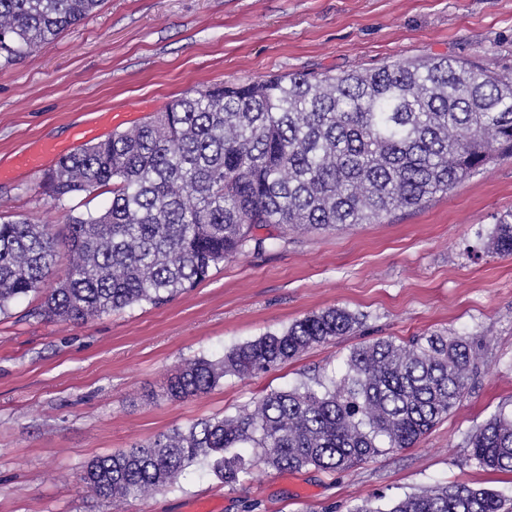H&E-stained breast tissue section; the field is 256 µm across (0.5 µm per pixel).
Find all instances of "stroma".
<instances>
[{
    "label": "stroma",
    "instance_id": "1",
    "mask_svg": "<svg viewBox=\"0 0 512 512\" xmlns=\"http://www.w3.org/2000/svg\"><path fill=\"white\" fill-rule=\"evenodd\" d=\"M426 56L512 71V0H103L44 49L0 58V164L48 142L82 148L80 126L112 136L107 112L139 124L173 98L215 82L274 73L365 70ZM41 173L0 178V215L53 225L104 209L112 194L54 206ZM512 212V157L376 224L290 234L226 260L168 304L133 305L81 325L41 320L29 294L0 314V512H349L445 484L501 492L512 475L465 463L493 415L512 413V256L489 235ZM342 307L361 325L266 373L225 377L182 400L166 394L185 361ZM465 334L478 343L468 393L411 448L336 473L256 468L227 486L203 465L146 500L118 505L82 490L93 458L216 414L263 393L340 373L350 352L380 338Z\"/></svg>",
    "mask_w": 512,
    "mask_h": 512
}]
</instances>
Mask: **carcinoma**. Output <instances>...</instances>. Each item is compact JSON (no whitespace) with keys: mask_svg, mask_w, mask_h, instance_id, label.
Segmentation results:
<instances>
[{"mask_svg":"<svg viewBox=\"0 0 512 512\" xmlns=\"http://www.w3.org/2000/svg\"><path fill=\"white\" fill-rule=\"evenodd\" d=\"M102 0H0V54L53 43ZM512 155V75L433 56L338 75L275 74L214 83L172 99L148 122L58 158L42 193L57 205L112 189L99 211L51 224L0 216V313L43 293L33 316L84 323L114 310L161 306L224 261L260 252L298 231L374 224L416 208ZM67 276L54 282L57 242ZM493 250L512 254V213ZM359 315L313 312L288 328L184 363L172 399L197 396L226 375L266 373L354 331ZM476 353L469 336L377 339L353 349L338 381L271 390L235 415H213L85 466L82 487L121 502L177 484L205 464L226 485L258 466L346 470L411 448L468 392ZM253 448L244 455L240 448ZM512 474V415L470 437L464 463ZM493 489L441 485L349 512H503Z\"/></svg>","mask_w":512,"mask_h":512,"instance_id":"1","label":"carcinoma"}]
</instances>
